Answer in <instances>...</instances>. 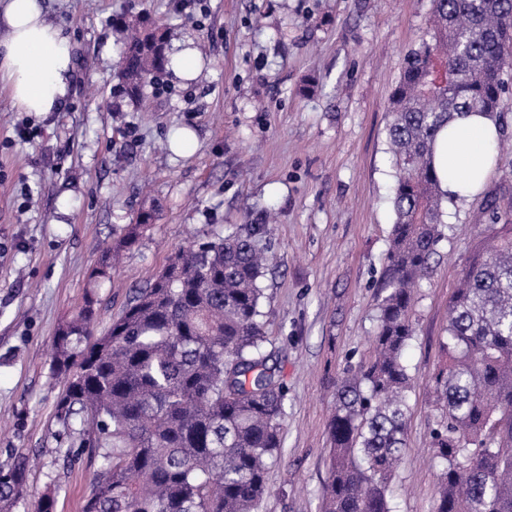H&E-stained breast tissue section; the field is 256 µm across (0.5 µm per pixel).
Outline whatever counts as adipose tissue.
I'll use <instances>...</instances> for the list:
<instances>
[{"mask_svg":"<svg viewBox=\"0 0 512 512\" xmlns=\"http://www.w3.org/2000/svg\"><path fill=\"white\" fill-rule=\"evenodd\" d=\"M0 86L22 112H54L69 93V41L45 16L41 0H0ZM499 138L494 119L479 113L456 118L438 134L433 166L441 191L457 200L478 195L494 164Z\"/></svg>","mask_w":512,"mask_h":512,"instance_id":"ef3b65f1","label":"adipose tissue"}]
</instances>
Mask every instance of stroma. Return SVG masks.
Masks as SVG:
<instances>
[{"label": "stroma", "instance_id": "stroma-1", "mask_svg": "<svg viewBox=\"0 0 512 512\" xmlns=\"http://www.w3.org/2000/svg\"><path fill=\"white\" fill-rule=\"evenodd\" d=\"M45 10L70 41L67 99L35 116L0 88V466L23 462L26 476L14 512H33L48 492L55 512H82L95 479L87 458L62 453L54 413L64 378L51 371L59 328L91 294L104 333L180 247L246 224L269 228L263 322L287 390L283 448L259 512H319L336 393L373 358L387 294L389 97L432 0H45ZM126 11L170 26V48L191 43L197 77L164 72L140 104L119 93L112 18ZM502 79L495 166L474 200L444 201V237L417 290L406 446L390 482L396 512L436 503L428 385L476 227L489 221L487 197L512 222V70ZM22 123L37 137L20 140ZM183 129L195 139L177 154L170 137ZM150 208L155 220L95 280L104 248Z\"/></svg>", "mask_w": 512, "mask_h": 512}]
</instances>
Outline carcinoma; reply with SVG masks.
Wrapping results in <instances>:
<instances>
[{
    "label": "carcinoma",
    "instance_id": "obj_1",
    "mask_svg": "<svg viewBox=\"0 0 512 512\" xmlns=\"http://www.w3.org/2000/svg\"><path fill=\"white\" fill-rule=\"evenodd\" d=\"M119 80L131 99L170 66L168 27L120 16ZM512 69V0H433L388 105L396 214L374 360L338 390L320 512H394L389 480L406 447L414 289L442 239L432 167L439 130L494 115ZM155 218L141 212L116 257ZM448 308V361L431 377L440 412L433 512H512V224L485 225ZM268 229L249 224L178 250L100 336L94 298L62 326L51 369L66 384L54 418L96 463L83 512H257L282 448L286 391L270 364L261 303ZM25 492L21 463L0 466V512Z\"/></svg>",
    "mask_w": 512,
    "mask_h": 512
}]
</instances>
